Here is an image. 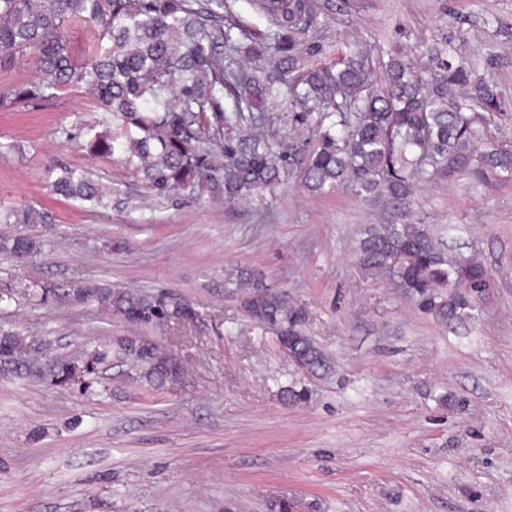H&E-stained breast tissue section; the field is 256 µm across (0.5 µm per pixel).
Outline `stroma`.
Returning <instances> with one entry per match:
<instances>
[{
    "mask_svg": "<svg viewBox=\"0 0 512 512\" xmlns=\"http://www.w3.org/2000/svg\"><path fill=\"white\" fill-rule=\"evenodd\" d=\"M316 29L385 53L462 30L512 100V0H328ZM108 119L74 88L0 109V204L53 218L31 230L40 254H0V270L163 293L193 304L194 323L59 302L0 309V330L40 338L50 360L146 336L186 373L156 390L115 358L95 395L0 377V512H512V181L465 176L415 197L416 221L491 278L478 315L443 322L361 269V230L393 218L381 204L297 178L261 204L158 197L124 156L81 150ZM58 163L89 172L111 207L54 194ZM240 269L302 313L331 371L298 369L225 292Z\"/></svg>",
    "mask_w": 512,
    "mask_h": 512,
    "instance_id": "35a3bbf8",
    "label": "stroma"
}]
</instances>
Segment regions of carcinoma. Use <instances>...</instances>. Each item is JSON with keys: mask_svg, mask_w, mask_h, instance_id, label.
Masks as SVG:
<instances>
[{"mask_svg": "<svg viewBox=\"0 0 512 512\" xmlns=\"http://www.w3.org/2000/svg\"><path fill=\"white\" fill-rule=\"evenodd\" d=\"M226 0H0V71L22 59L36 75L0 83V108L38 105L68 88H82L112 128L88 142L94 154L137 158L148 188L164 197L198 189L236 202L272 193L296 172L311 192L345 190L375 197L405 213L400 224H373L360 239L358 261L390 275L442 321L472 317L489 274L474 256L450 259L425 224L410 218L418 187L468 175L512 180V147L491 139L490 116L503 112L498 82L482 78L445 36L422 46L421 60L373 57L355 36L332 48L309 35L316 0H263L267 32L235 38L224 22ZM84 23L94 40L74 59L68 28ZM286 105L280 132L268 106ZM61 196L105 204L109 195L91 175L63 170L51 183ZM49 224L48 214L11 210L0 224ZM40 241L0 235V252L33 256ZM256 320L288 337L311 372L329 368L325 353L301 332L302 316L288 309L254 273L229 278ZM3 300L22 304L66 301L90 305L129 322L160 326L194 308L134 289L92 288L79 276L61 282L18 283L0 271ZM162 388L172 358H157L141 340L119 337L83 364L42 362L34 342L0 336L5 371L34 381H78L84 393L100 384L98 369L112 350Z\"/></svg>", "mask_w": 512, "mask_h": 512, "instance_id": "1", "label": "carcinoma"}]
</instances>
